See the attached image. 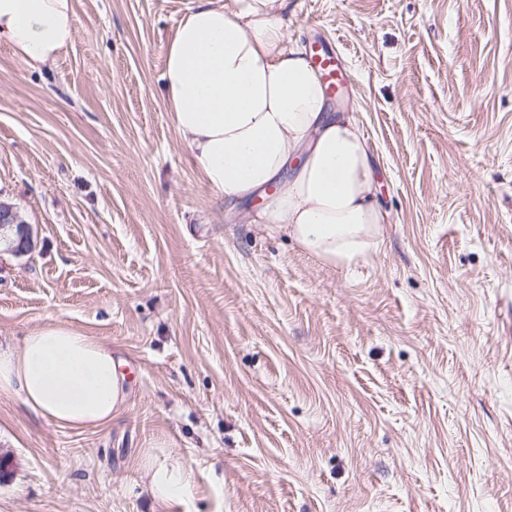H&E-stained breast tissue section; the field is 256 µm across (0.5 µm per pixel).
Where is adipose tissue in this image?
<instances>
[{
    "label": "adipose tissue",
    "instance_id": "1",
    "mask_svg": "<svg viewBox=\"0 0 512 512\" xmlns=\"http://www.w3.org/2000/svg\"><path fill=\"white\" fill-rule=\"evenodd\" d=\"M76 37L73 0H0V44L53 63ZM163 87L181 143L225 208L261 199L254 224L336 264L377 248L387 215L358 122L288 32V0H191L170 37ZM0 394L60 426L111 424L127 398L109 345L61 323L0 348ZM156 505L188 487L179 462L148 461Z\"/></svg>",
    "mask_w": 512,
    "mask_h": 512
}]
</instances>
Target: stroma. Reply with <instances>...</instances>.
<instances>
[{
    "label": "stroma",
    "mask_w": 512,
    "mask_h": 512,
    "mask_svg": "<svg viewBox=\"0 0 512 512\" xmlns=\"http://www.w3.org/2000/svg\"><path fill=\"white\" fill-rule=\"evenodd\" d=\"M190 0H74L32 69L0 45V345L52 321L127 378L111 424L0 395V512H512V0H289L346 80L389 213L348 266L226 215L163 90ZM7 226H9L11 229L14 226L16 227L17 235L19 238L17 251H19V247L23 249L24 252L29 251L31 249V235L29 227L27 224L23 223V221L19 219V216L12 210L0 211V228ZM142 469L149 477L150 493L157 507H166L180 496L190 481L189 471L177 461L157 463L149 460Z\"/></svg>",
    "instance_id": "obj_1"
}]
</instances>
